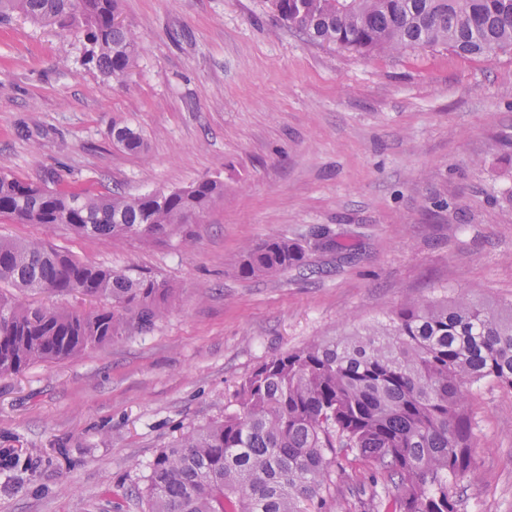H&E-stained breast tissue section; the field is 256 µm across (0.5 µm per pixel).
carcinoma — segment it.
Segmentation results:
<instances>
[{
	"label": "carcinoma",
	"instance_id": "cac0c4a2",
	"mask_svg": "<svg viewBox=\"0 0 512 512\" xmlns=\"http://www.w3.org/2000/svg\"><path fill=\"white\" fill-rule=\"evenodd\" d=\"M312 42L359 54L446 46L463 56L512 51V0H269ZM119 0H0V19L76 27L85 61L123 76L139 54ZM117 142L141 148L129 128ZM224 198V182L128 197L70 192L0 174V218L64 225L108 240L148 242ZM302 245L276 237L242 250L245 277L302 266ZM0 375L82 354L161 319L167 283L102 268L43 241L0 238ZM30 292L81 297L89 308L33 306ZM512 387V310L467 295L409 299L388 322L274 356L241 384L237 409L182 434L150 463L145 512H329L333 468L354 452L365 481L346 512H458L448 479L474 472L471 385ZM32 459L0 448V473L20 481Z\"/></svg>",
	"mask_w": 512,
	"mask_h": 512
}]
</instances>
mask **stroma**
I'll return each instance as SVG.
<instances>
[{"label":"stroma","instance_id":"1","mask_svg":"<svg viewBox=\"0 0 512 512\" xmlns=\"http://www.w3.org/2000/svg\"><path fill=\"white\" fill-rule=\"evenodd\" d=\"M120 19L139 55L117 79L75 35L0 23V171L129 196L215 178L224 199L152 243L0 219L2 237L173 290L149 331L0 376V448L34 463L20 486L0 473V512H143L157 452L222 418L269 358L409 298L512 303V54L362 56L308 41L268 0H120ZM124 126L139 151L116 142ZM278 236L304 266L242 276V249ZM467 409L460 512H512V388L477 382Z\"/></svg>","mask_w":512,"mask_h":512}]
</instances>
